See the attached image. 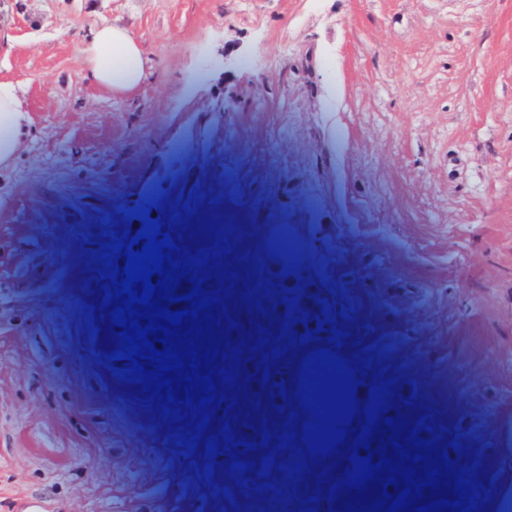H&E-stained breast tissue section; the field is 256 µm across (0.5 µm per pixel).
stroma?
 <instances>
[{"label":"stroma","instance_id":"35a3bbf8","mask_svg":"<svg viewBox=\"0 0 512 512\" xmlns=\"http://www.w3.org/2000/svg\"><path fill=\"white\" fill-rule=\"evenodd\" d=\"M112 22L148 58L126 96L89 82L80 53ZM0 78L31 117L0 173V512H364L398 496L376 478L338 488L285 441L300 338L336 330L385 416L488 512L512 479L496 432L512 415V0H0ZM153 202L174 261L210 254L220 344L201 431L197 407L163 409L112 358L100 251ZM286 239L306 270L292 284L266 255Z\"/></svg>","mask_w":512,"mask_h":512}]
</instances>
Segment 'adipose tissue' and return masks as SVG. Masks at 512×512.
Here are the masks:
<instances>
[{"instance_id":"adipose-tissue-1","label":"adipose tissue","mask_w":512,"mask_h":512,"mask_svg":"<svg viewBox=\"0 0 512 512\" xmlns=\"http://www.w3.org/2000/svg\"><path fill=\"white\" fill-rule=\"evenodd\" d=\"M81 54L87 65L88 78L112 94L125 96L133 93L143 83L147 74V57L131 31L118 23L94 26L89 39L82 43ZM30 124V115L17 82L0 79V172L12 168L17 157L21 138ZM324 342H315L300 350L291 364L289 377L296 419L294 423L295 446L307 461L316 468L346 463L357 435L367 420L366 408L370 402V385L356 360L342 349H335L351 370L356 384L355 409L345 432V439L338 450L327 453H310L304 442V424L312 413L304 406L299 394L300 374L309 354L324 349Z\"/></svg>"}]
</instances>
